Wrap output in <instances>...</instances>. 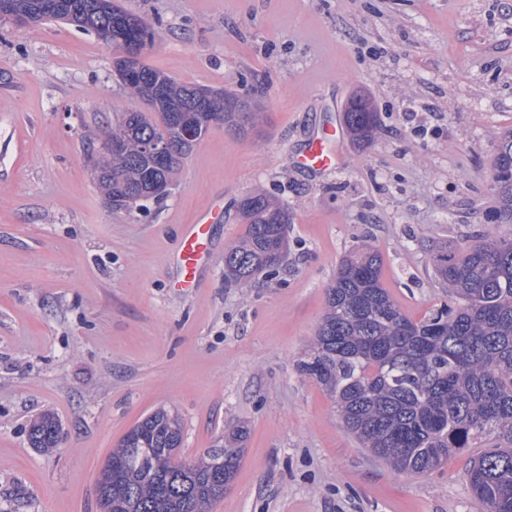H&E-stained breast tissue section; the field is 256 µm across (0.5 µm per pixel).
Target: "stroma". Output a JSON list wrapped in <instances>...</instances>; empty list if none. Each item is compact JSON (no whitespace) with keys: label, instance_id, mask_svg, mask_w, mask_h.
I'll return each instance as SVG.
<instances>
[{"label":"stroma","instance_id":"35a3bbf8","mask_svg":"<svg viewBox=\"0 0 512 512\" xmlns=\"http://www.w3.org/2000/svg\"><path fill=\"white\" fill-rule=\"evenodd\" d=\"M115 2L154 26L149 66L250 94L266 119L246 138L211 125L166 197L114 209L89 156L116 113L144 108L115 52L59 20H0V512H101L102 466L160 407L181 418L185 460L248 430L208 512H484L465 476L475 449L394 471L297 363L352 250L382 254L384 288L417 321L456 303L436 246L512 232L486 217L512 128V0ZM356 94L380 114L374 140L342 135L336 169L300 168ZM257 188L288 205V257L228 285L238 203ZM215 204L213 261L179 291L181 228ZM45 411L61 423L51 452L27 438Z\"/></svg>","mask_w":512,"mask_h":512}]
</instances>
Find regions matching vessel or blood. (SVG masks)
Segmentation results:
<instances>
[{
  "instance_id": "b4317fda",
  "label": "vessel or blood",
  "mask_w": 512,
  "mask_h": 512,
  "mask_svg": "<svg viewBox=\"0 0 512 512\" xmlns=\"http://www.w3.org/2000/svg\"><path fill=\"white\" fill-rule=\"evenodd\" d=\"M340 133L336 128H328L309 141L299 164L312 171H325L335 168L338 158ZM219 209H211L200 216L193 224L184 225L179 249L173 262L176 267L174 285L183 291L197 288L200 274L212 260L210 252V226L218 219Z\"/></svg>"
}]
</instances>
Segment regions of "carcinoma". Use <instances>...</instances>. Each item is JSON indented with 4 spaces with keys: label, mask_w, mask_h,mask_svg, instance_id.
Returning <instances> with one entry per match:
<instances>
[{
    "label": "carcinoma",
    "mask_w": 512,
    "mask_h": 512,
    "mask_svg": "<svg viewBox=\"0 0 512 512\" xmlns=\"http://www.w3.org/2000/svg\"><path fill=\"white\" fill-rule=\"evenodd\" d=\"M35 22L63 20L101 38L112 33V47L139 55L137 70L117 71L146 112H122L112 128L123 149L97 158L99 183L117 204L131 206L148 173L173 182L191 152L177 142L176 120L198 110V88L177 81L144 62L156 32L146 20L112 0H0ZM224 126L246 136L263 122L257 104L220 90ZM353 139L364 143L379 127L378 113L365 96L352 98L343 115ZM178 146L180 158L159 168L150 148ZM493 206L498 224H512V129L498 136L491 165ZM242 239L224 251V279L246 283L277 269L288 252V206L264 192L239 203ZM435 276L459 299L454 309L415 322L406 317L381 285L383 256L359 249L340 262L326 291V310L311 353L299 363L333 399L346 429L362 447L397 471L433 470L448 456L479 448L467 468L473 494L487 512H512V234L462 245H441L431 255ZM58 420L44 413L31 421L32 447H57ZM248 436L240 426L224 444L195 461L181 459L179 420L159 409L138 422L108 459L112 489L99 495L103 512H206L223 495L208 482L224 470L229 485L240 465Z\"/></svg>",
    "instance_id": "1"
}]
</instances>
